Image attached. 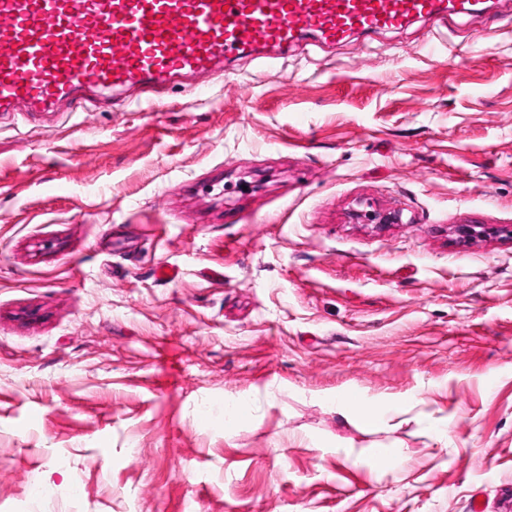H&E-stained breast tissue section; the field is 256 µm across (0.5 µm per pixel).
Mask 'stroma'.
<instances>
[{
	"instance_id": "stroma-1",
	"label": "stroma",
	"mask_w": 512,
	"mask_h": 512,
	"mask_svg": "<svg viewBox=\"0 0 512 512\" xmlns=\"http://www.w3.org/2000/svg\"><path fill=\"white\" fill-rule=\"evenodd\" d=\"M510 227L512 0L0 117V512H512ZM336 408V413L346 418L352 413L358 414L364 420L370 421L372 416L367 413L364 401L355 394H349L342 398H336V402L333 403Z\"/></svg>"
}]
</instances>
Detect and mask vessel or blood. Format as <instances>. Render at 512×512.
<instances>
[{
  "instance_id": "1",
  "label": "vessel or blood",
  "mask_w": 512,
  "mask_h": 512,
  "mask_svg": "<svg viewBox=\"0 0 512 512\" xmlns=\"http://www.w3.org/2000/svg\"><path fill=\"white\" fill-rule=\"evenodd\" d=\"M485 0H0V112L75 108L86 90L154 106L172 80L311 40L336 44Z\"/></svg>"
}]
</instances>
